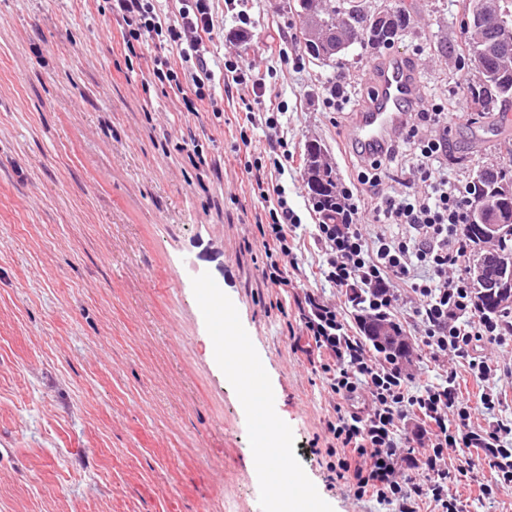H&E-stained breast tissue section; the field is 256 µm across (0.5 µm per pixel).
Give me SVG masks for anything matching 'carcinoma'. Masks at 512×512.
<instances>
[{
    "instance_id": "cac0c4a2",
    "label": "carcinoma",
    "mask_w": 512,
    "mask_h": 512,
    "mask_svg": "<svg viewBox=\"0 0 512 512\" xmlns=\"http://www.w3.org/2000/svg\"><path fill=\"white\" fill-rule=\"evenodd\" d=\"M347 10L352 25L348 30V46L336 50L342 43L338 36L327 45L313 42L308 37L309 26L330 32L335 28L336 14ZM294 10L301 19L299 39L307 55L323 65H338V61L353 48V43L365 47L368 42L386 44L394 39L391 25L372 22L371 6L366 0H298ZM465 51L475 63L474 78L468 84V93L479 113L508 112L512 107V52H504L497 42V35L479 37L465 31ZM305 175L310 199L323 220L340 223V206L337 197L336 167L328 160L320 144L311 141L306 146ZM476 203L490 202L492 206L483 212L486 224L501 225L500 234L487 239L478 225L475 212H470L468 224L469 242L473 243L472 265L480 266L489 253H494L512 265V170L483 171L473 181ZM474 293L480 310L486 314H498L512 306V278H507L495 291L489 293L479 281H474ZM364 335L380 348L393 344V336L385 330L381 319L368 318L363 322Z\"/></svg>"
}]
</instances>
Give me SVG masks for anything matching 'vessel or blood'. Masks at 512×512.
I'll use <instances>...</instances> for the list:
<instances>
[{"instance_id":"obj_1","label":"vessel or blood","mask_w":512,"mask_h":512,"mask_svg":"<svg viewBox=\"0 0 512 512\" xmlns=\"http://www.w3.org/2000/svg\"><path fill=\"white\" fill-rule=\"evenodd\" d=\"M414 63L397 57L374 70L369 106L351 132L353 143L373 151L403 127L417 95Z\"/></svg>"}]
</instances>
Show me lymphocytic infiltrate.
<instances>
[{"mask_svg": "<svg viewBox=\"0 0 512 512\" xmlns=\"http://www.w3.org/2000/svg\"><path fill=\"white\" fill-rule=\"evenodd\" d=\"M178 3L173 22L162 19L156 0H114L109 9L124 22L126 47L150 39L177 50L182 70L158 57L153 76L178 90L190 85L183 105L194 112L212 97L206 46L215 28L212 0ZM448 113L416 99L402 132L379 145L374 157L350 147L358 173L355 186L341 189L343 221L318 224L312 234L324 257L323 279L344 291L359 315L394 319L397 348L368 347L322 296L307 291L294 298L309 339L306 352L316 355L315 371L336 400L326 431L339 476L356 500L393 505L397 512H420L424 504L432 512H458L448 497L450 472L443 461L446 450L460 444L475 449L495 473L494 484L481 486L482 495H490L494 485L512 484V424H471L475 412L491 414L500 406L498 392L481 393L473 404L460 396L456 371L418 387L402 366L415 348L438 364H465L482 381L493 368L476 359L478 348L512 339V311L497 317L480 313L465 275L473 193L470 182L448 176ZM394 162L404 175L403 189L390 193L378 171ZM271 190L270 222L259 229L270 259L262 279L268 287L285 288L300 271L301 219L285 185L272 184ZM366 223L375 226L374 234L363 233ZM389 224L403 226V233H386ZM357 396L363 408L345 409V401Z\"/></svg>", "mask_w": 512, "mask_h": 512, "instance_id": "f902f5d3", "label": "lymphocytic infiltrate"}]
</instances>
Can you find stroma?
Segmentation results:
<instances>
[{
  "label": "stroma",
  "instance_id": "35a3bbf8",
  "mask_svg": "<svg viewBox=\"0 0 512 512\" xmlns=\"http://www.w3.org/2000/svg\"><path fill=\"white\" fill-rule=\"evenodd\" d=\"M293 0H248L245 37L225 0L208 44L214 105L185 111L156 84L153 42L127 49L104 0H0V512H260L244 409L212 353L191 280L210 273L235 304L270 376L275 410L292 429L306 475L334 512H390L353 500L326 453L333 400L287 326L292 296L263 285L257 218L268 215L240 131L249 87H224L236 59L264 77L287 108L280 134L293 161L283 183L307 244L298 288L355 312L319 274L310 236L304 154L315 140L341 179L350 176L347 132L370 101L372 72L388 55L412 59L420 90L441 104L466 98L470 68L458 0H391L412 23L390 49H354L343 69L312 60L298 39ZM288 60L270 64V42ZM355 95L326 107L337 72ZM193 131L213 169L181 148ZM512 120L467 109L448 119V174L472 180L512 158ZM281 301L282 310L270 308ZM449 451L448 492L461 512H512V486L488 464ZM493 485L481 497L480 484Z\"/></svg>",
  "mask_w": 512,
  "mask_h": 512
}]
</instances>
